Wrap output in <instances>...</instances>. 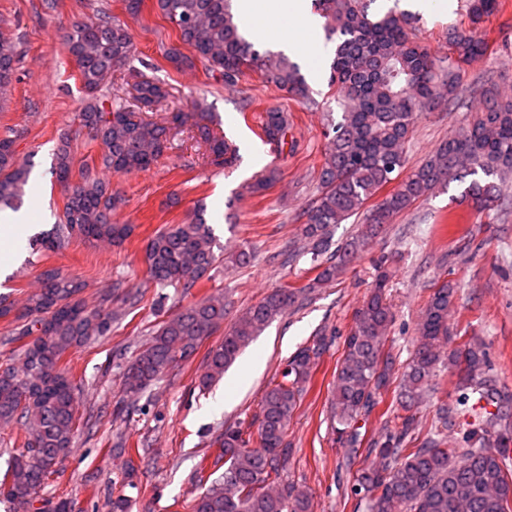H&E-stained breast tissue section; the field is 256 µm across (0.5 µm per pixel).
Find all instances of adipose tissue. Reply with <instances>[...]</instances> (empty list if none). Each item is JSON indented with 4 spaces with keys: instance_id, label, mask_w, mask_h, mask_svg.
I'll use <instances>...</instances> for the list:
<instances>
[{
    "instance_id": "ef3b65f1",
    "label": "adipose tissue",
    "mask_w": 512,
    "mask_h": 512,
    "mask_svg": "<svg viewBox=\"0 0 512 512\" xmlns=\"http://www.w3.org/2000/svg\"><path fill=\"white\" fill-rule=\"evenodd\" d=\"M239 19L248 30L247 38L297 57L312 84H320L323 57L315 34L320 19L311 0H236Z\"/></svg>"
}]
</instances>
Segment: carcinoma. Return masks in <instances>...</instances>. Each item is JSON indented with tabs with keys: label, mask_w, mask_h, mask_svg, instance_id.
<instances>
[{
	"label": "carcinoma",
	"mask_w": 512,
	"mask_h": 512,
	"mask_svg": "<svg viewBox=\"0 0 512 512\" xmlns=\"http://www.w3.org/2000/svg\"><path fill=\"white\" fill-rule=\"evenodd\" d=\"M233 0H154L158 12L174 25L179 40L193 51L187 56L178 46L165 52L177 68L200 61L218 71L234 86L247 71L286 92L299 102L310 101L304 75L288 56L261 53L246 40L233 13ZM373 0H315L327 36L335 39L329 83L336 87L341 117L325 131L328 150L319 176V194L303 212L304 235L311 243L316 275L300 288H279L249 307L224 339L207 354L206 372L199 383L207 387L237 358L255 336L293 306L300 294L335 281L348 260L377 238L399 214L439 186L473 177L464 194L473 214L497 210L512 178V97L498 87L479 83L480 107L464 126L448 135L429 159L410 173L406 145L417 115L432 112L456 98L462 74L487 45L474 26L498 9L499 0H465L469 26L448 28V65L440 66L416 41L415 16L391 8L369 12ZM75 60L87 101L79 113V132L99 142L98 166L84 164L73 180L74 154L70 137L59 140L54 174L66 202L60 223L36 245L58 251L74 236L108 245L128 240L134 226L113 221L121 204L118 193L98 170L137 174L158 163L168 149L173 127H196L213 162L230 166L239 149L210 129L212 115L198 101L191 112L173 109L158 123L120 100H112L115 73L127 66L134 78V99L144 109L163 105L170 96L149 72L152 63L132 65L134 44L127 26L102 10L77 21L63 39ZM17 65V40L0 33V88L9 85ZM291 122L288 112L266 110L261 121L264 139L278 148L286 142ZM30 168L16 156L14 140L0 138V209H18ZM397 182L372 208L367 203L388 184ZM366 211L357 235L329 254L328 230ZM216 242L206 210L198 208L183 224L158 230L145 248L148 272L160 288L182 289L188 295L217 263ZM390 272L380 263L373 289L356 312L354 325L343 341V354L333 386L332 431L349 450L347 467L357 464L365 443L360 421L381 403V391L397 382L393 403L398 425L369 443L375 455L370 468L353 474L355 494L366 501V512H512V396L498 387L486 345L471 339L448 350V367L461 395L456 404L441 403V429L420 440L413 408L430 392V381L442 364L440 349L451 339L448 310L456 293L445 282L430 295L418 327L417 345L401 367L383 356L393 312L387 287ZM82 282L56 269L41 274L40 287L16 319H28L5 338L13 345L14 363L0 367V426H15L22 443L13 449L0 478V501L13 512H43L35 507L54 468L58 448H71L77 430L80 385L62 365L74 347L87 345L112 329V312L89 308L76 298ZM224 297L209 296L164 320L123 370V394L112 414L129 411L162 374L188 360L201 342L224 323ZM48 323L50 331L32 341L26 337ZM330 338L317 336L288 360L280 378L272 381L258 403L249 425L230 428L213 444V460L204 456L193 481L198 493L192 512H309L306 496L290 484H275L288 463V423L307 391L313 372ZM495 407L489 418L503 422L492 434L486 419L471 424L464 447L447 448L442 429L455 425L459 407L473 410L479 403Z\"/></svg>",
	"instance_id": "1"
}]
</instances>
